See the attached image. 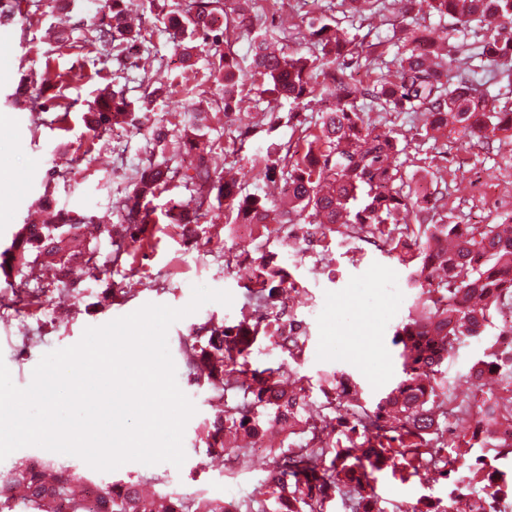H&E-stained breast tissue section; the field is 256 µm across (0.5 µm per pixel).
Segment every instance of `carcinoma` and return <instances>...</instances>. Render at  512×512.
I'll list each match as a JSON object with an SVG mask.
<instances>
[{
    "mask_svg": "<svg viewBox=\"0 0 512 512\" xmlns=\"http://www.w3.org/2000/svg\"><path fill=\"white\" fill-rule=\"evenodd\" d=\"M241 0H179L162 17L164 32L183 44L186 59L195 55L197 40L218 58L224 81V114L237 103L240 63L230 34L251 35V77L261 82L262 93L291 106L288 121L300 129L303 152L273 143L267 148L264 176L281 185L280 195L269 198L224 181L208 163L213 144L192 124L178 134L161 126L151 134V158L136 171L132 190L112 201L121 224L104 229L111 251L100 257L90 249L82 271L94 274L100 266L120 262L123 244H149L146 226L157 224L150 198L172 188L190 192V203L172 204L163 217L177 224L185 243L195 244L201 219L215 204H224L233 224H252L259 235L278 238L283 232L299 234L306 226L320 229L322 240L332 234L379 240L383 248L409 269L407 283L418 289L417 302L407 319L396 326L393 345L400 347L404 377L371 407L359 401V385L347 374L334 372L320 387L318 401L305 386L288 389L280 365L258 367L250 362L252 347L263 336L291 357L301 355L306 332L302 322L287 315L283 293L294 287L287 266L275 254L262 252L252 259L253 289L240 319L219 327L195 328L185 342L187 367L198 381L208 384L218 415L204 426L209 452L230 448L237 436L262 434L275 421L288 430V444L274 449L273 467L256 492L242 502H226L199 495L169 496L168 512H328L337 494L352 495V512H385L372 492L376 472L391 468L401 479L442 478L454 489L450 497L463 512H503L512 499V477L487 468L481 457L466 464L468 476L452 479L456 459L471 448H492L512 454V437L502 428L512 425V396L480 393L478 415L457 402L442 378L448 352L463 337H478L493 325V318L512 309V217L495 224H457L442 213L437 200L424 202L404 180L407 137L389 127L393 114H429L425 127L415 128L421 139H437L449 130L462 138L498 140L512 133V98L480 91L477 69L497 66L512 76V0H403L404 13L415 5L428 14L451 17L448 48L431 41L421 46L416 31L393 42L377 39L362 48L363 66L376 69L394 47V79H378L362 86L347 72L357 52L355 38L336 20L322 17L309 23L311 54H275L269 45L277 33L259 24L262 16L240 10ZM389 0H341L346 12L365 17L387 9ZM125 0H103L100 16L84 30V47L109 46L117 70L126 65L127 52L146 41L141 31L124 21ZM487 26L478 42L467 35ZM333 101L317 114L316 133L308 132L307 115L300 112L314 92ZM366 99L385 116L370 119L356 105ZM134 102L124 91L106 86L83 113L87 131L98 137L116 126L133 123ZM192 152L197 163L184 170L174 157ZM51 184L42 204L49 221L23 227L0 252V270L23 269L37 262L58 267L60 281H78L70 244L92 219L64 208H52ZM44 288L11 289L0 304L37 310ZM512 379V329L494 335L484 358L471 367L480 382L486 375ZM457 449L455 458L444 448ZM161 484L154 472L128 480L98 484L102 512H153L152 501L141 493L144 484ZM90 483L68 465L45 456H31L0 474V512H40L47 498L57 512H90L86 490ZM396 512H448L442 501L422 497Z\"/></svg>",
    "mask_w": 512,
    "mask_h": 512,
    "instance_id": "carcinoma-1",
    "label": "carcinoma"
}]
</instances>
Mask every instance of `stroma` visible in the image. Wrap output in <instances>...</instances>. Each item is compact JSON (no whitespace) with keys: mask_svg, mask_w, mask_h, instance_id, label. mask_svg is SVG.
<instances>
[{"mask_svg":"<svg viewBox=\"0 0 512 512\" xmlns=\"http://www.w3.org/2000/svg\"><path fill=\"white\" fill-rule=\"evenodd\" d=\"M133 15L151 35L152 55L146 69H130L125 74L129 98L142 96L144 88H159L163 94L142 105L134 125L117 127L95 138L86 133L81 116L96 94L95 71H111L115 65L110 51L81 47L82 33L75 29L77 17L93 14L100 0H71L70 6H51L50 0H0V244L8 245L30 215L41 213L38 203L44 183L57 174L54 204L93 216L99 231L82 235L80 248L97 247L108 253L110 244L102 226L116 223L112 200L131 186L134 169L149 155L148 139L156 126L182 131L192 112L204 114L207 140L213 141L210 156L216 171H232L252 193H278L279 185L265 179L262 169L270 140L287 142L292 125L287 121L288 105L269 101L259 83L248 73L250 56L245 38L234 48L244 75L240 81V101L232 113L224 111V84L212 77L214 59L199 50L192 61L161 34L155 6L172 0H130ZM260 10L267 24L285 38L288 50L306 53L309 43L301 39L311 19L329 14L341 29L364 42L376 37H403L406 29H420L437 42L447 37L450 19L422 12L402 14L399 4L367 20H351L343 14L341 0H262ZM62 77L61 102L70 115L67 125L55 122L53 113L41 106L47 73ZM274 111L281 122L267 132L260 120L263 112ZM396 130L409 136L408 177L429 182L436 171L444 181L443 210L451 221L474 223L476 218L492 220L499 203V188L485 191L476 186L478 176L498 177L504 156L512 147L491 146L475 140L439 141L413 139L411 116L395 121ZM147 253L124 255L121 264L96 278L83 279L76 290L60 283L55 267L43 264L26 270L24 276L0 275V289L19 287L21 281L46 288L44 305L35 313L0 308V359L4 360L14 384L27 387L34 368L48 352L76 344L85 328L98 327L126 316L148 303L185 307L192 288L205 285L229 291L231 306L216 302L173 323L167 333L170 354L176 366L180 389L196 407L186 424L182 466L163 462L155 472L164 474L158 494L205 491L209 496L237 501L263 484L272 468L270 451L249 452L237 458L233 470L214 465L202 441L205 421L213 419L207 384L195 381L185 366L182 348L195 326L230 324L240 316L251 285L247 265L237 263L242 252L270 251L287 261L294 288L286 296L288 310L302 320L306 340L300 358L288 356L269 342L254 347L253 364H284L291 377L309 384L313 398H320L323 378L336 371L353 375L365 401L375 404L402 377V361L392 343L395 327L405 320L416 300V289L407 287L408 272L398 259L367 243L346 251L336 244L289 249L280 241L256 236L243 241L236 225L226 223L223 208H214L199 227L197 245H185L181 230L173 224H157ZM113 289L112 301L89 309L93 295ZM33 337L23 345L24 337ZM488 337L464 338L455 344L444 366L443 377L459 400L473 399L470 376L473 363L482 356ZM374 492L387 512L406 506L423 496L447 499L446 480H401L386 469L376 473Z\"/></svg>","mask_w":512,"mask_h":512,"instance_id":"stroma-1","label":"stroma"}]
</instances>
